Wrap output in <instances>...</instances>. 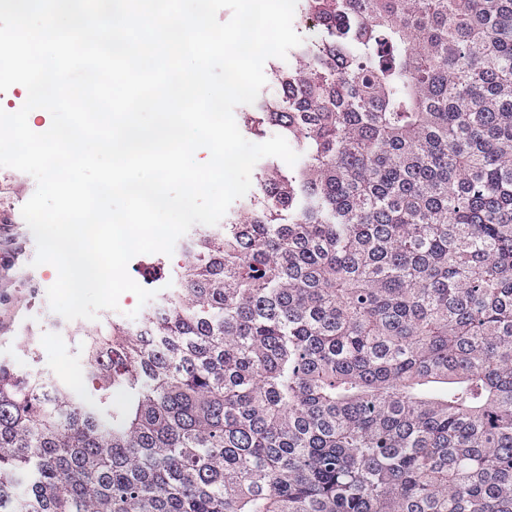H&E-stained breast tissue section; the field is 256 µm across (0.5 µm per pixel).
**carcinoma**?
I'll use <instances>...</instances> for the list:
<instances>
[{
	"mask_svg": "<svg viewBox=\"0 0 512 512\" xmlns=\"http://www.w3.org/2000/svg\"><path fill=\"white\" fill-rule=\"evenodd\" d=\"M243 114L301 155L90 393L0 361V512H512V0H298Z\"/></svg>",
	"mask_w": 512,
	"mask_h": 512,
	"instance_id": "cac0c4a2",
	"label": "carcinoma"
}]
</instances>
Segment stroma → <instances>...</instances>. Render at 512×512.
I'll return each mask as SVG.
<instances>
[{"instance_id": "obj_1", "label": "stroma", "mask_w": 512, "mask_h": 512, "mask_svg": "<svg viewBox=\"0 0 512 512\" xmlns=\"http://www.w3.org/2000/svg\"><path fill=\"white\" fill-rule=\"evenodd\" d=\"M35 189L30 175L0 167V360L22 371L34 367L59 381L83 387L87 381L77 335L93 329L95 323L72 320L68 336H51L43 329L45 320L53 315L47 289L57 272L51 265L33 264L36 241L21 208Z\"/></svg>"}]
</instances>
